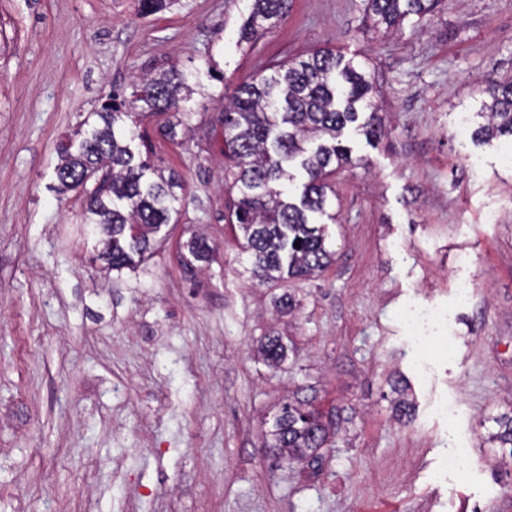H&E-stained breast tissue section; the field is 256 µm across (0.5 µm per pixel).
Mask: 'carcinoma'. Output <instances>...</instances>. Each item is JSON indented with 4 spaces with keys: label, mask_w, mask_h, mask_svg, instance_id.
<instances>
[{
    "label": "carcinoma",
    "mask_w": 512,
    "mask_h": 512,
    "mask_svg": "<svg viewBox=\"0 0 512 512\" xmlns=\"http://www.w3.org/2000/svg\"><path fill=\"white\" fill-rule=\"evenodd\" d=\"M365 14L385 33L397 30L409 14L431 11L434 0H364ZM291 0H251L239 28L237 45L249 43L289 11ZM192 92L186 76L174 67L142 78L129 97L107 95L94 122L79 141L69 138L57 148L55 176L59 191L82 189L83 224L100 226L104 239L99 258L109 268H133L152 254L156 234L179 213L178 175L158 172L132 148L134 131L123 118L164 117L163 135L171 140L183 125L179 103ZM476 116L484 119L471 132L477 144L506 136L512 139V80L488 89ZM220 124L224 133V177L238 197L228 221L242 231L241 247L250 253L252 272L261 282L307 279L325 271L333 260L329 225L336 223L329 176L354 166L351 150L339 137L355 126L366 139L384 133L373 82L361 66L331 50L278 64L273 73L234 88L226 96ZM185 268L194 272L211 261L204 237L193 234L183 244ZM258 353L272 369L287 357L279 335L269 334ZM393 411L402 420L411 414L408 387L391 384ZM315 397L286 402L275 418L270 451L277 458L318 469V450L329 438V424L313 408ZM497 430L487 440L512 457V415L494 419Z\"/></svg>",
    "instance_id": "cac0c4a2"
}]
</instances>
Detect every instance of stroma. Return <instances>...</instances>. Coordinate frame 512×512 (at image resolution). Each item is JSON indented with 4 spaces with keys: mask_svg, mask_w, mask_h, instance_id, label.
<instances>
[{
    "mask_svg": "<svg viewBox=\"0 0 512 512\" xmlns=\"http://www.w3.org/2000/svg\"><path fill=\"white\" fill-rule=\"evenodd\" d=\"M250 6L0 0V512H512V460L483 425L512 410V141L456 127L512 80V0H439L388 35L362 0H293L242 50ZM319 48L371 74L385 135L344 132L360 163L332 176L333 265L263 285L227 221L217 118L226 87ZM172 66L202 87L182 103L191 139L157 117L133 146L183 179L180 214L151 258L108 270L75 192L54 190L57 144ZM195 232L212 260L191 275ZM283 293L298 305L280 316ZM273 330L295 350L275 371L255 356ZM294 394L335 414L324 471L266 450Z\"/></svg>",
    "mask_w": 512,
    "mask_h": 512,
    "instance_id": "1",
    "label": "stroma"
}]
</instances>
